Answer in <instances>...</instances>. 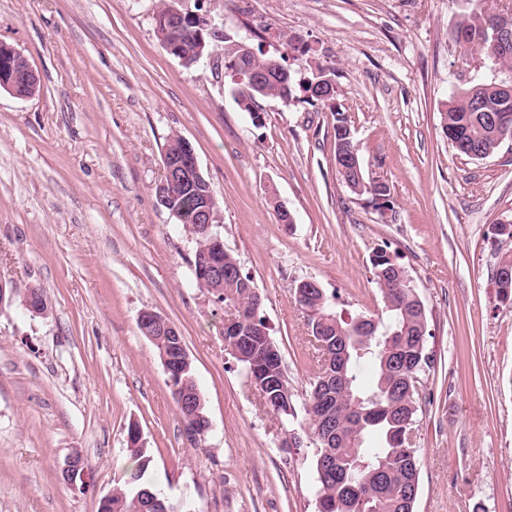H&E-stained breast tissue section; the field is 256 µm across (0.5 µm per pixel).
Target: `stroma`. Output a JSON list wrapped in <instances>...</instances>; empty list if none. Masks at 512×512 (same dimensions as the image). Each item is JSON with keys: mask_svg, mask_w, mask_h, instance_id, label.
I'll use <instances>...</instances> for the list:
<instances>
[{"mask_svg": "<svg viewBox=\"0 0 512 512\" xmlns=\"http://www.w3.org/2000/svg\"><path fill=\"white\" fill-rule=\"evenodd\" d=\"M213 19L212 59L185 66L159 43L158 0H0V41L29 58L39 95L0 91V279L40 288L48 313L0 309V512H98L137 423L149 482L200 512H318L303 453L224 349V306L197 288L194 241L154 188L171 135L188 140L219 201L224 247L252 276L288 381L313 380L297 284L346 315L381 311L371 258L388 248L428 309L433 358L415 424V512H512V303L494 280L512 240V141L460 155L444 101L486 69L452 37L475 0H183ZM246 41L300 78L326 71L334 106L261 101L254 125L225 67ZM344 112L389 211L343 188ZM282 202L292 223L279 220ZM181 332L211 430L187 440L141 311ZM80 452L86 489L60 478Z\"/></svg>", "mask_w": 512, "mask_h": 512, "instance_id": "1", "label": "stroma"}]
</instances>
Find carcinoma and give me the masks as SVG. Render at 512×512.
<instances>
[{
    "mask_svg": "<svg viewBox=\"0 0 512 512\" xmlns=\"http://www.w3.org/2000/svg\"><path fill=\"white\" fill-rule=\"evenodd\" d=\"M502 14L486 9L474 11L464 26L478 35L469 49L484 64L498 73L499 79H512V49L504 52L494 33ZM208 40L195 25L181 35V48L189 54L199 37ZM297 81H286L277 73L265 78V94L258 99L278 100L293 95ZM512 113V99L496 89L491 80H473L464 90L452 95L440 111L441 130L455 150L465 156L479 150L484 157L494 156L500 146L512 140V124L498 122L501 113ZM347 189L363 187L362 195L374 201L368 189L373 179L364 168L348 164L336 168ZM372 275L379 289L384 310L377 332L356 339L358 317H344L325 290L295 295L301 310H310L309 326L321 328L316 340L330 346L349 343L348 356L334 359L328 368L318 367L311 391L303 403L308 419L330 416L340 424L337 436L326 434L315 440L311 464L316 475L319 512H415L412 498L418 496L420 461L415 444L402 440L414 428L420 405V387L431 363L427 349L428 311L417 310L419 297L409 276L401 277L402 266L385 249L371 260ZM252 278L241 273L224 278V295L217 300L244 308L237 335L224 337V346L238 349L236 358L247 378L256 379L263 399L274 412L290 421L298 416L295 395L285 376L282 353L277 345L260 338L268 330L247 289ZM149 459L146 449H129V462L123 476L112 486L109 512H161L148 499L157 487L145 479Z\"/></svg>",
    "mask_w": 512,
    "mask_h": 512,
    "instance_id": "obj_1",
    "label": "carcinoma"
}]
</instances>
